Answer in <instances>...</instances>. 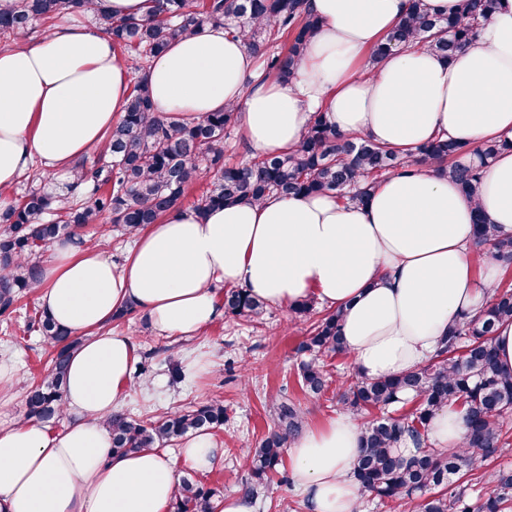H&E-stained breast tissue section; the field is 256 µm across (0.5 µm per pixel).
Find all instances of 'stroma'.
Listing matches in <instances>:
<instances>
[{
	"label": "stroma",
	"instance_id": "35a3bbf8",
	"mask_svg": "<svg viewBox=\"0 0 512 512\" xmlns=\"http://www.w3.org/2000/svg\"><path fill=\"white\" fill-rule=\"evenodd\" d=\"M37 298H21L12 314L0 316V361L17 369L16 395L0 402V426L26 418L25 391L40 378L48 351L38 333L25 325ZM312 316L295 314L291 308L268 307L262 322L249 323L217 317L197 335L167 337L149 329L139 311L108 323V330L130 336L139 351L152 352L150 386L133 377L132 387L121 406L131 417L145 420L176 409L209 402L224 405L228 416L214 436L224 446V456L209 470L194 472L183 459H176L180 477H196L205 485L228 496L243 491L248 471L241 451L257 445L275 428L272 405L292 399L303 413V428H314L337 413L336 389L321 395L308 394L299 382L303 356L298 351L305 340ZM207 361L204 372L187 366V356ZM293 512H306L303 498L292 481L289 464H281L266 488L254 498L255 512H281L282 504Z\"/></svg>",
	"mask_w": 512,
	"mask_h": 512
}]
</instances>
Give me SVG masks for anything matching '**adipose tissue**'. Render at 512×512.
Listing matches in <instances>:
<instances>
[{
    "mask_svg": "<svg viewBox=\"0 0 512 512\" xmlns=\"http://www.w3.org/2000/svg\"><path fill=\"white\" fill-rule=\"evenodd\" d=\"M409 0H308L320 21L294 76L262 78L240 39L205 25L173 41L144 73L154 111L193 121L235 106L257 155L298 143L317 113L337 130L409 156L437 136L473 149L506 150L484 172L476 197L433 168L381 179L365 205L334 193L267 198L205 216L174 206L134 237L122 266L63 241L41 268L37 300L81 343L68 363L57 434L33 420L0 427V512H168L179 486L160 448L110 453L104 423L131 383V337L103 334L133 305L168 337L196 335L218 315L213 284L243 287L275 306L312 298L342 311L341 334L357 372L376 379L425 364L462 314H475L496 282L474 275L475 212L512 235V0H497L453 58L394 51L377 66L369 49L406 14ZM130 77L112 38L65 23L0 49V187L35 167L69 175L120 116ZM462 412L437 410L426 436L456 448ZM361 428L338 413L289 450L309 512H357L352 478Z\"/></svg>",
    "mask_w": 512,
    "mask_h": 512,
    "instance_id": "obj_1",
    "label": "adipose tissue"
}]
</instances>
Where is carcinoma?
<instances>
[{
  "mask_svg": "<svg viewBox=\"0 0 512 512\" xmlns=\"http://www.w3.org/2000/svg\"><path fill=\"white\" fill-rule=\"evenodd\" d=\"M93 0H16L9 12H0V36L17 43L33 24L51 26L62 14L90 11ZM494 0H463L459 13L436 17L423 0H411L398 26L374 46L372 63L378 64L396 49L426 48L449 58L465 48L479 19L488 16ZM99 28L112 35L115 46L126 51L138 71L174 40L193 34L205 23L224 26L232 38L244 40L255 56L264 57V76L288 81L319 28L306 9V0H148L140 19H115L97 14ZM288 36L285 53L269 52L272 35ZM238 110L210 112L198 121H168L156 116L143 78L134 83L123 114L105 134L107 150L74 167L81 196L63 197L34 188L0 210V315L39 282L40 266L33 256L62 238H87L80 230L106 216L126 235L155 224L185 197L198 179L200 162L213 169L209 187L194 210L205 215L214 207L256 204L273 194L304 196L336 192L343 203L363 204L369 190L386 174L414 165H427L453 177L468 197L477 194L487 164L505 142L487 141L476 150L477 164H464L467 148L451 139L436 138L404 160L367 137L336 131L318 113L299 142L286 153L256 156L240 164H224V130ZM475 252L512 267V235L500 234L478 212L474 217ZM97 243L94 238L87 239ZM266 303L244 288L224 290V315L258 320ZM512 321V288L497 287L479 314L463 315L448 331L435 356L422 367L380 379L360 378L339 386L336 403L357 417L373 410H388L415 402L405 415H389L362 422L360 449L352 472L362 494L381 500H409L426 493L418 512H470L465 489L457 481L475 476L481 484L478 512H512V471L488 469V462L508 444L512 420V374L498 363L494 336L497 325ZM27 329L34 330L53 348L47 373L26 390L29 416L50 421L62 415L64 378L69 352L78 339L68 336L42 310L34 312ZM299 351L313 354L300 365L303 387L320 394L328 387L329 373L318 355L346 351L341 336V315L324 314L313 324ZM444 405L460 409L467 433L461 448H432L425 439L429 422ZM277 430L244 459L253 495L266 485L280 465L289 439L302 424V411L282 400L274 407ZM112 451L132 452L157 448L189 431L214 430L224 425V406L217 402L170 412L149 422L137 421L121 411L108 415ZM411 440L416 453L405 455L401 444ZM217 490L194 480L180 483L172 512H214Z\"/></svg>",
  "mask_w": 512,
  "mask_h": 512,
  "instance_id": "carcinoma-1",
  "label": "carcinoma"
}]
</instances>
